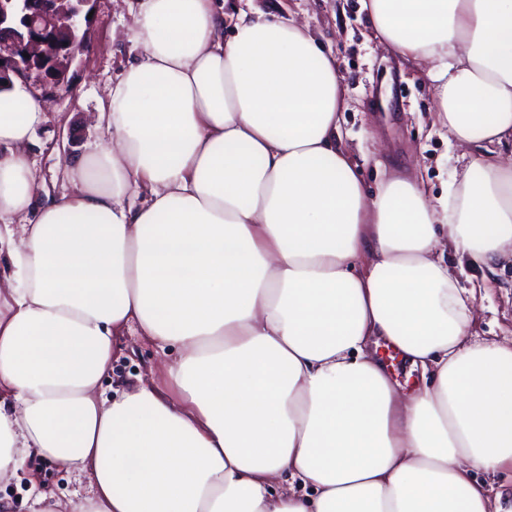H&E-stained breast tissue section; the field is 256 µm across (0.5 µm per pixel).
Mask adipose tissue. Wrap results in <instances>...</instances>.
Masks as SVG:
<instances>
[{"label": "adipose tissue", "instance_id": "adipose-tissue-1", "mask_svg": "<svg viewBox=\"0 0 512 512\" xmlns=\"http://www.w3.org/2000/svg\"><path fill=\"white\" fill-rule=\"evenodd\" d=\"M367 9L467 152L452 195L367 193L331 49L225 0H140L70 193L28 161L44 102L0 91V480L38 457L91 481L33 512H491L512 346L473 338L445 253L512 256V0ZM126 329L179 349L166 388L101 392ZM374 337L430 385L399 390Z\"/></svg>", "mask_w": 512, "mask_h": 512}]
</instances>
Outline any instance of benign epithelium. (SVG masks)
I'll return each instance as SVG.
<instances>
[{
	"label": "benign epithelium",
	"mask_w": 512,
	"mask_h": 512,
	"mask_svg": "<svg viewBox=\"0 0 512 512\" xmlns=\"http://www.w3.org/2000/svg\"><path fill=\"white\" fill-rule=\"evenodd\" d=\"M93 0H0V82L16 78L47 101L70 88L89 46Z\"/></svg>",
	"instance_id": "obj_1"
}]
</instances>
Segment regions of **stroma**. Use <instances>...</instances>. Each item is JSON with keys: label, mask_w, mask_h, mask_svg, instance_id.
<instances>
[{"label": "stroma", "mask_w": 512, "mask_h": 512, "mask_svg": "<svg viewBox=\"0 0 512 512\" xmlns=\"http://www.w3.org/2000/svg\"><path fill=\"white\" fill-rule=\"evenodd\" d=\"M281 19L308 23L336 56L348 108L341 115L344 146L361 170L367 189L390 178H416L435 198L447 195L458 166L460 148L449 144L448 131L436 117L432 85L379 41L371 39L362 0H255ZM137 0H94L89 31L91 51L73 67L70 91L59 92L49 120L36 133L31 166L53 194L70 192L65 166L75 155L105 138L98 112L113 82L135 57L130 27ZM464 287L475 290L472 330L478 339L512 342V262L494 272L450 257ZM179 352L137 336L124 337L112 355V371L103 381L113 392L141 379L165 386L163 368ZM84 497L86 480L37 457L26 461L14 479L0 484V500L11 512H32L37 490Z\"/></svg>", "instance_id": "35a3bbf8"}]
</instances>
